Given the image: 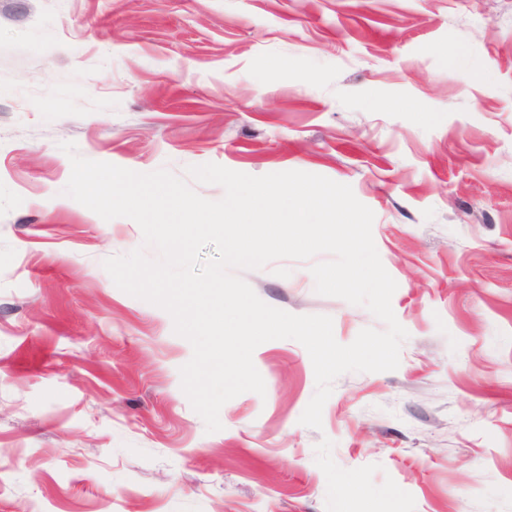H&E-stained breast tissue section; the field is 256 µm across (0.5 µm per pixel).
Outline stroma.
I'll return each mask as SVG.
<instances>
[{"label":"stroma","mask_w":512,"mask_h":512,"mask_svg":"<svg viewBox=\"0 0 512 512\" xmlns=\"http://www.w3.org/2000/svg\"><path fill=\"white\" fill-rule=\"evenodd\" d=\"M136 172L215 163L351 186L408 337L333 383L299 342L207 432L191 344L105 259L132 219L65 195L61 143ZM267 304L384 330L306 261ZM0 512H512V0H0Z\"/></svg>","instance_id":"35a3bbf8"}]
</instances>
